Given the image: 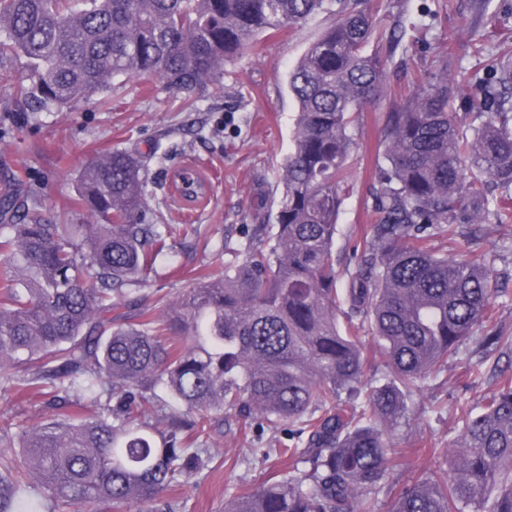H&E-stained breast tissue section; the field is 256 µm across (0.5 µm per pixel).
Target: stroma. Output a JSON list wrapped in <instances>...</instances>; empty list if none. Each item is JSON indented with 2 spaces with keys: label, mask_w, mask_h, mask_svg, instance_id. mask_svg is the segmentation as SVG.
Wrapping results in <instances>:
<instances>
[{
  "label": "stroma",
  "mask_w": 512,
  "mask_h": 512,
  "mask_svg": "<svg viewBox=\"0 0 512 512\" xmlns=\"http://www.w3.org/2000/svg\"><path fill=\"white\" fill-rule=\"evenodd\" d=\"M382 29L390 33L398 16L420 25L403 39L384 41L388 88L374 109L362 113L354 127L357 146L349 159L350 177L339 215L336 253L363 238L372 222L374 160L381 149L385 114L412 87L414 78L447 56L451 72L464 80L454 85L457 120H464L476 86L486 76L490 57L512 58V0H381ZM330 21L322 14L302 27L262 38L260 53L229 63L223 84L199 95L194 108L181 106L180 95L155 78L135 76L109 102L94 98L60 112L15 111L8 90L0 88V180L10 176L17 189L42 187L48 211L62 208L75 194L85 164L103 149L131 150L148 167L149 203L171 224H194L197 235L176 241L171 256L160 259L145 285L178 294L195 287L201 270L224 261L225 245L243 242L246 227L267 223L268 207L279 199L281 167L291 149L296 104L288 94V72ZM191 169L207 182L205 199L188 205L174 183L176 172ZM478 250L493 260L498 288L493 323L512 333V221L477 227ZM475 355L466 345L413 398L415 416L393 432L405 449L400 481L434 465L432 449L452 447L458 436L451 407L481 409L491 395L497 356L484 364L483 378L467 375ZM45 399L36 392L0 393V428L35 425L50 418ZM211 470L168 494L173 512H224L227 496L278 479L287 457L263 458L269 434L258 421L235 416L208 428Z\"/></svg>",
  "instance_id": "1"
}]
</instances>
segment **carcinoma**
Segmentation results:
<instances>
[{
    "label": "carcinoma",
    "mask_w": 512,
    "mask_h": 512,
    "mask_svg": "<svg viewBox=\"0 0 512 512\" xmlns=\"http://www.w3.org/2000/svg\"><path fill=\"white\" fill-rule=\"evenodd\" d=\"M333 0H0V84L16 110L60 112L127 76L191 95L262 34L294 29ZM334 21L288 73L296 106L283 192L267 237L252 235L168 306L141 285L193 224H155L142 160L99 153L70 205L50 217L33 202L0 224V389L49 397L51 418L0 429V512H170V488L204 474L207 423L232 413L289 426L288 474L240 492L224 512H512V374L501 370L482 411L455 408L449 462L408 482L388 432L409 420L426 380L473 344L483 376L512 334L490 329L497 289L486 253H448L433 237H466L512 210V60L460 124L455 78L424 73L386 114L375 224L350 246L336 288V236L355 116L383 94L387 60L375 13ZM27 62V82L7 61ZM136 322L112 316L120 301ZM345 318L340 328L338 315ZM387 370L366 378L365 340ZM164 391L163 399L158 391ZM172 400L182 412L168 410Z\"/></svg>",
    "instance_id": "cac0c4a2"
}]
</instances>
